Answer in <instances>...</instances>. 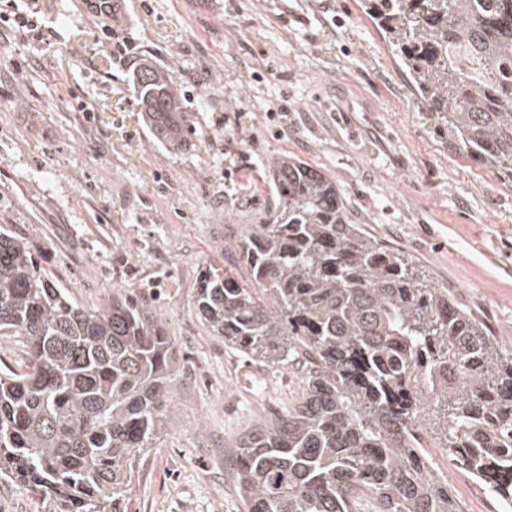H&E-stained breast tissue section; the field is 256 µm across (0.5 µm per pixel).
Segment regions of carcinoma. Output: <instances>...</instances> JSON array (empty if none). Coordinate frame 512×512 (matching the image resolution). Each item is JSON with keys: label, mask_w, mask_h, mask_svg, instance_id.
<instances>
[{"label": "carcinoma", "mask_w": 512, "mask_h": 512, "mask_svg": "<svg viewBox=\"0 0 512 512\" xmlns=\"http://www.w3.org/2000/svg\"><path fill=\"white\" fill-rule=\"evenodd\" d=\"M448 146L512 184V0H366ZM137 99L157 140L185 144L168 72L143 65ZM272 204L224 236L203 271L201 320L224 344L301 363L288 408L224 448L244 512H459L420 430L512 506V349L351 222L344 195L293 155L261 164ZM0 478L55 512H114L134 458L178 417L165 322L119 288L78 304L33 245L0 229Z\"/></svg>", "instance_id": "cac0c4a2"}]
</instances>
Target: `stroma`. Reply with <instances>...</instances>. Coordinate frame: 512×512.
<instances>
[{
	"mask_svg": "<svg viewBox=\"0 0 512 512\" xmlns=\"http://www.w3.org/2000/svg\"><path fill=\"white\" fill-rule=\"evenodd\" d=\"M116 4L111 25L134 60L191 91L195 135L179 150L156 140L133 61L113 57L93 0H21L52 36L0 31V224L34 243L83 307L123 288L166 322L178 423L136 459L121 512H244L224 445L301 383L300 365L243 357L194 307L202 270L224 263L225 227L251 223L269 199L248 180L259 160L322 168L355 223L512 349V187L449 149L363 0ZM429 463L468 512L493 504L482 483L458 484L444 449Z\"/></svg>",
	"mask_w": 512,
	"mask_h": 512,
	"instance_id": "obj_1",
	"label": "stroma"
}]
</instances>
